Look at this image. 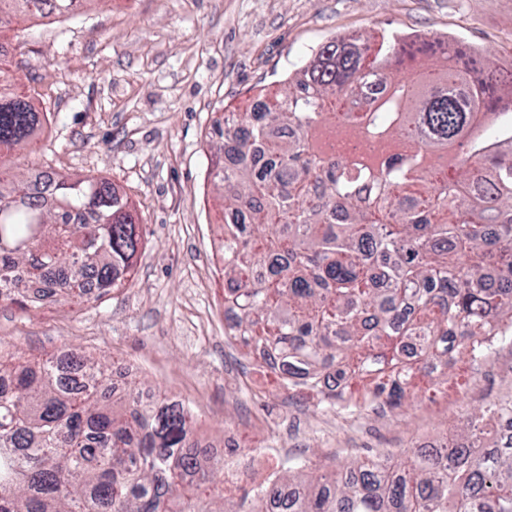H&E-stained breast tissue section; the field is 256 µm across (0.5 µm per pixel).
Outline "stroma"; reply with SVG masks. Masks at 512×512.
Listing matches in <instances>:
<instances>
[{
  "instance_id": "obj_1",
  "label": "stroma",
  "mask_w": 512,
  "mask_h": 512,
  "mask_svg": "<svg viewBox=\"0 0 512 512\" xmlns=\"http://www.w3.org/2000/svg\"><path fill=\"white\" fill-rule=\"evenodd\" d=\"M384 29L461 41L512 71V0H96L1 32L11 52L0 68L45 117L25 165L111 181L145 244L134 277L103 297L0 305V343L25 356L68 351L138 366L139 380L192 409L214 448L244 432L274 462L300 458L326 473L355 457L400 455L411 437L437 438L477 408L512 401L507 341L474 372H454L456 402L421 391L401 410L353 412L283 388L224 334L214 290L224 207L208 179L214 119L281 88L336 36Z\"/></svg>"
}]
</instances>
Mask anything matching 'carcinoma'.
<instances>
[{
  "instance_id": "obj_1",
  "label": "carcinoma",
  "mask_w": 512,
  "mask_h": 512,
  "mask_svg": "<svg viewBox=\"0 0 512 512\" xmlns=\"http://www.w3.org/2000/svg\"><path fill=\"white\" fill-rule=\"evenodd\" d=\"M89 2L0 0V28ZM366 50L337 36L262 112L222 113L210 175L224 199L230 335L265 347L289 389L325 374L346 406L395 410L412 387L407 342L446 382L449 352L479 361L486 337L512 340V132L492 144L471 123L482 110L512 121L501 105L512 73L491 68L471 95L468 65L445 58L488 55L385 31L369 62ZM371 70L387 88L369 111H327L363 93ZM41 128L0 77V153ZM143 244L111 182L56 177L46 204L0 170V304L32 306L29 281L85 295L89 277L107 294L132 276ZM11 358L0 345V512H512V411L501 404L469 414L445 454L410 449L320 475L290 458L265 485L216 502L224 462H201L184 405L151 407L136 383L114 395L108 366L85 355H71L80 378L70 381L51 358ZM358 375L370 386L354 401Z\"/></svg>"
}]
</instances>
